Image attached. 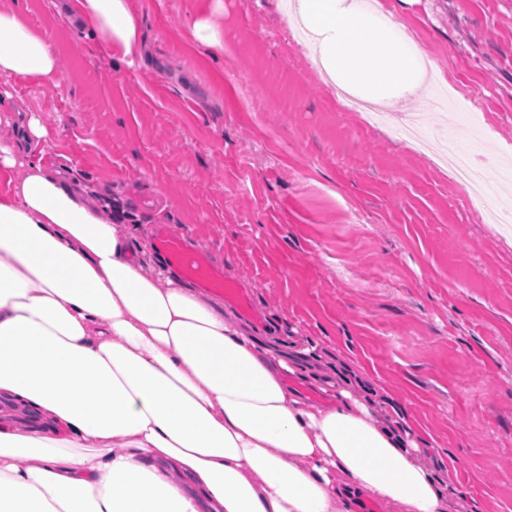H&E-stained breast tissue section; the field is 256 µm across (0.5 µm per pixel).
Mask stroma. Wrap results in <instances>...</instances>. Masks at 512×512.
Instances as JSON below:
<instances>
[{"mask_svg": "<svg viewBox=\"0 0 512 512\" xmlns=\"http://www.w3.org/2000/svg\"><path fill=\"white\" fill-rule=\"evenodd\" d=\"M145 39L128 66L87 37L70 0H0L49 35L57 83L12 81L71 169L148 231L183 233L251 301L255 336L337 358L388 396L474 512H512V247L494 229L498 144L512 146V0H394L447 86L379 120L337 98L277 0H133ZM210 16L230 55L190 34ZM495 140H488L484 127ZM484 169L474 207L439 157Z\"/></svg>", "mask_w": 512, "mask_h": 512, "instance_id": "obj_1", "label": "stroma"}]
</instances>
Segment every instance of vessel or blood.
Wrapping results in <instances>:
<instances>
[{"label":"vessel or blood","instance_id":"obj_1","mask_svg":"<svg viewBox=\"0 0 512 512\" xmlns=\"http://www.w3.org/2000/svg\"><path fill=\"white\" fill-rule=\"evenodd\" d=\"M155 246L184 277L222 293L225 300L235 303L241 309H248L249 301L236 283L225 278L223 270L208 256L188 251L182 234L162 229L157 235Z\"/></svg>","mask_w":512,"mask_h":512}]
</instances>
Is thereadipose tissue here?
<instances>
[{"label":"adipose tissue","instance_id":"obj_1","mask_svg":"<svg viewBox=\"0 0 512 512\" xmlns=\"http://www.w3.org/2000/svg\"><path fill=\"white\" fill-rule=\"evenodd\" d=\"M77 8L112 56L140 57L130 0ZM282 15L337 93L394 109L442 78L384 0ZM56 76L49 37L0 10V78ZM87 192L32 160L0 194V512H470L354 364L325 402L301 397L288 378L314 347L260 343Z\"/></svg>","mask_w":512,"mask_h":512}]
</instances>
